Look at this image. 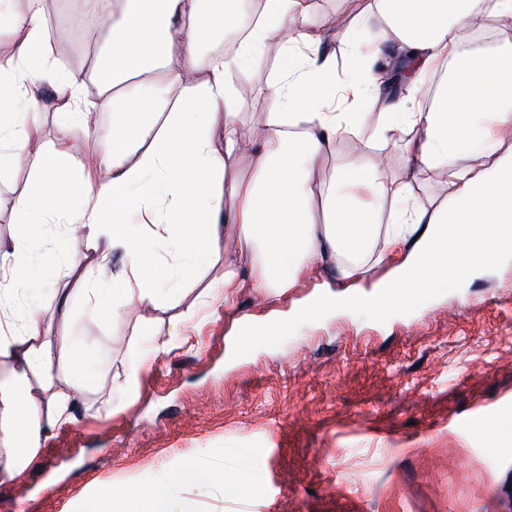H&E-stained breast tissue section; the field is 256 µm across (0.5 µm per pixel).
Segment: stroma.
<instances>
[{"label": "stroma", "mask_w": 512, "mask_h": 512, "mask_svg": "<svg viewBox=\"0 0 512 512\" xmlns=\"http://www.w3.org/2000/svg\"><path fill=\"white\" fill-rule=\"evenodd\" d=\"M57 14V46L73 47L70 68L89 69L104 25L80 0H60ZM283 56L270 34L237 74L241 126L272 108ZM29 173L21 158L0 170V244L16 235L10 202ZM97 276L96 252L57 220L0 305L18 319L42 309L46 339L71 341L91 377L71 386L67 363L49 381L28 371L42 411L64 395L73 419L19 476L0 477V512H86L185 462L198 482L174 492L193 512H512V260L438 288L422 310L336 311L252 344L238 336L243 318L292 312L320 277L205 303L184 289L176 334L144 306L95 313L83 288ZM139 322L153 335H137Z\"/></svg>", "instance_id": "obj_1"}]
</instances>
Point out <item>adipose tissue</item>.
Instances as JSON below:
<instances>
[{"label":"adipose tissue","mask_w":512,"mask_h":512,"mask_svg":"<svg viewBox=\"0 0 512 512\" xmlns=\"http://www.w3.org/2000/svg\"><path fill=\"white\" fill-rule=\"evenodd\" d=\"M358 25L313 19L310 0H256L241 27L238 0H87L107 22L91 72H61L50 46L47 0H0V24L14 49L0 55V166L31 154L32 174L12 207L21 231L0 265L22 277L49 219L63 217L75 234L113 248L125 263L90 290L96 312L133 304L170 309L169 291L184 288L203 268H224L228 288L284 295L304 276L331 271L333 287L299 311L366 308L383 316L411 307L421 293L458 283L512 258V39L464 53L461 29L475 20H512V0H349ZM374 28L372 54L352 55L353 79L340 83L326 36L341 42ZM238 34L232 55L202 47L216 32ZM284 34L286 61L271 94L276 111L246 135L237 122L242 102L235 78L270 33ZM400 67L408 96L385 88ZM203 73L196 91L190 76ZM98 78L100 107L112 112V142L71 164L66 133L86 114L87 75ZM59 99L55 143L40 141L30 114L44 88ZM375 109L339 108L346 99ZM360 145V157L338 163L329 182L314 176L336 143ZM405 160L389 179L369 160L375 145ZM248 158L249 177L237 175ZM106 180H99L100 170ZM444 181L447 190L420 199L419 187ZM233 208H226V201ZM148 225L129 223L131 214ZM166 240L174 259L152 250ZM390 262L371 292L355 287L370 266ZM42 316L26 312L21 326L0 327V357L20 370L51 373L62 361L82 364L67 341L42 340ZM4 438L23 437L37 449L46 432L70 421L68 401L43 416L22 386L0 396ZM88 512H190L169 483L112 493Z\"/></svg>","instance_id":"1"}]
</instances>
